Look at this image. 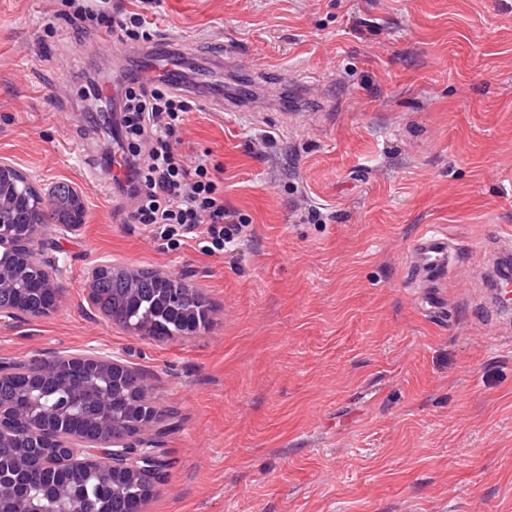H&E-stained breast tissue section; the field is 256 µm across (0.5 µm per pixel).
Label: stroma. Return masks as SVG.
I'll return each instance as SVG.
<instances>
[{
  "label": "stroma",
  "mask_w": 512,
  "mask_h": 512,
  "mask_svg": "<svg viewBox=\"0 0 512 512\" xmlns=\"http://www.w3.org/2000/svg\"><path fill=\"white\" fill-rule=\"evenodd\" d=\"M0 0V160L65 183L84 224L41 229L54 313L0 323V361L119 355L174 410L143 512H512V317L484 276L512 252V0H162L198 92L180 151L247 221L220 253L128 224L121 128L86 75L136 61L106 24ZM271 133L273 148L261 136ZM448 234L444 310L411 267ZM197 288L210 322L157 341L88 304L101 263Z\"/></svg>",
  "instance_id": "stroma-1"
}]
</instances>
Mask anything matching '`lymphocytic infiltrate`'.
<instances>
[{
  "mask_svg": "<svg viewBox=\"0 0 512 512\" xmlns=\"http://www.w3.org/2000/svg\"><path fill=\"white\" fill-rule=\"evenodd\" d=\"M161 0H138L136 11L113 13L111 29L119 37L153 42L148 15ZM114 119L131 142L123 153L122 177L112 182V196L129 203L127 222L150 224L164 240L203 237L208 252L223 251L238 234L236 211L224 204V180L204 161L187 163L172 145L192 99L185 86L159 78L143 81L127 72Z\"/></svg>",
  "mask_w": 512,
  "mask_h": 512,
  "instance_id": "obj_1",
  "label": "lymphocytic infiltrate"
}]
</instances>
